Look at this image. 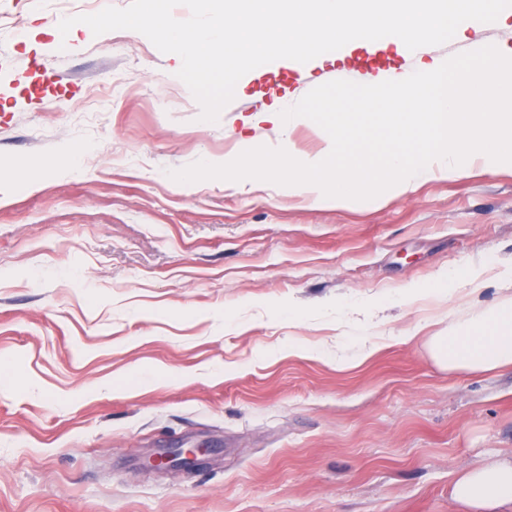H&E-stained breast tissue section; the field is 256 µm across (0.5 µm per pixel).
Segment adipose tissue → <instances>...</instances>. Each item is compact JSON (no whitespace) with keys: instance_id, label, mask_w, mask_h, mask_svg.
Segmentation results:
<instances>
[{"instance_id":"1","label":"adipose tissue","mask_w":512,"mask_h":512,"mask_svg":"<svg viewBox=\"0 0 512 512\" xmlns=\"http://www.w3.org/2000/svg\"><path fill=\"white\" fill-rule=\"evenodd\" d=\"M435 354L451 369L487 371L512 365V302L454 335L438 337ZM452 496L472 512H512V458L463 472Z\"/></svg>"}]
</instances>
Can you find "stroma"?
<instances>
[{
    "instance_id": "obj_1",
    "label": "stroma",
    "mask_w": 512,
    "mask_h": 512,
    "mask_svg": "<svg viewBox=\"0 0 512 512\" xmlns=\"http://www.w3.org/2000/svg\"><path fill=\"white\" fill-rule=\"evenodd\" d=\"M129 3L0 0V512H464L462 470L512 457V366L448 370L431 339L512 296V164L367 201L167 172L319 155V126L258 113L512 47V7L440 46L259 66L211 123L144 35H57ZM474 269L475 297L397 298ZM359 324L377 351L337 365ZM197 445V469L143 466Z\"/></svg>"
}]
</instances>
